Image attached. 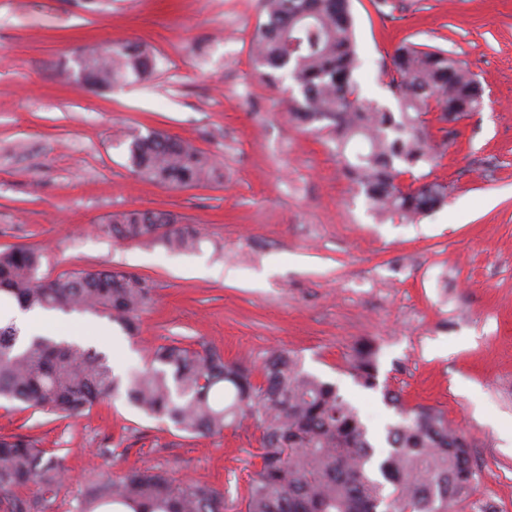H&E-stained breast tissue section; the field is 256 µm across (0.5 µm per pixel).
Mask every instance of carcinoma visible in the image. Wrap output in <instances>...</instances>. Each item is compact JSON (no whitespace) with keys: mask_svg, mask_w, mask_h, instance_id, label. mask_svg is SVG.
Returning <instances> with one entry per match:
<instances>
[{"mask_svg":"<svg viewBox=\"0 0 512 512\" xmlns=\"http://www.w3.org/2000/svg\"><path fill=\"white\" fill-rule=\"evenodd\" d=\"M265 20L255 29L252 54L269 82L289 79L299 92L291 115L327 132L348 179L363 189L381 216L412 220L445 205L447 186L414 170L434 160L446 143L430 130L429 115L465 118L483 102L474 75L439 49L401 43L390 54L386 88L397 109L364 104L350 0H262ZM147 48L127 43L91 57L99 88L153 74ZM129 166L151 181L187 188L218 178L204 153L188 141L152 131L131 135ZM98 231L119 241H154L176 251L199 247L194 224L164 210L109 216ZM44 253L17 245L0 251V298L21 309H55L106 317L133 335L154 292L139 274L112 269L41 275ZM351 369L365 389L378 387L375 350L356 349ZM261 381L244 361L217 348L178 341L156 346L142 369L124 378L101 351L50 336L20 334L0 319V399L74 419L121 395L146 415L193 436L221 435L245 419L259 431L244 512H456L469 498L477 473L465 439L432 407L406 409L374 446L356 409L330 382L303 370L287 350L268 354ZM65 458L22 435H0V512H55L65 489ZM124 505L133 512H224V494L200 481H175L148 468L112 479L88 475L72 494L69 512Z\"/></svg>","mask_w":512,"mask_h":512,"instance_id":"1","label":"carcinoma"}]
</instances>
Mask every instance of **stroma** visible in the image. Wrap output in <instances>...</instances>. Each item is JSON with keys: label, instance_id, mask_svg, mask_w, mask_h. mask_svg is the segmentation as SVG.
<instances>
[{"label": "stroma", "instance_id": "35a3bbf8", "mask_svg": "<svg viewBox=\"0 0 512 512\" xmlns=\"http://www.w3.org/2000/svg\"><path fill=\"white\" fill-rule=\"evenodd\" d=\"M351 13L365 100L387 102L403 40L448 51L485 90L423 168L447 185V204L413 223L379 218L326 133L293 122L284 85L260 78L262 0H0V251L42 248L52 277L112 268L154 283L136 335L63 312L25 330L106 352L122 375L173 340L257 365L291 350L339 387L372 441L397 420L384 391L441 410L478 473L458 512H512V0H351ZM122 43L147 45L155 73L85 87L75 56ZM151 130L218 159L222 179L174 188L134 174L129 137ZM147 209L198 225L199 248L96 229ZM363 344L377 351L375 390L350 374ZM0 434L64 457L68 487L89 467L105 479L158 467L222 490L227 512L244 510L259 446L251 421L192 437L122 397L74 420L5 402Z\"/></svg>", "mask_w": 512, "mask_h": 512}]
</instances>
